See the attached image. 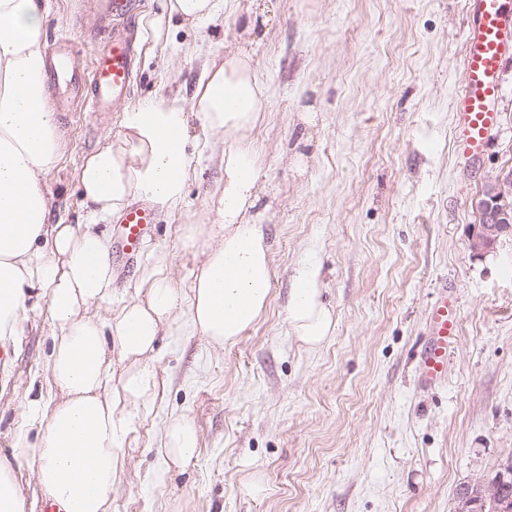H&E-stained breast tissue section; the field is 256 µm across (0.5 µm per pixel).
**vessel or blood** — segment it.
I'll use <instances>...</instances> for the list:
<instances>
[{
  "label": "vessel or blood",
  "mask_w": 512,
  "mask_h": 512,
  "mask_svg": "<svg viewBox=\"0 0 512 512\" xmlns=\"http://www.w3.org/2000/svg\"><path fill=\"white\" fill-rule=\"evenodd\" d=\"M470 19L463 36V89L454 100V132L465 155L480 158L500 124L496 108L500 74L512 61V0H469ZM136 0H98L97 12L111 18L112 31L90 61L78 63L68 43L53 44L46 72L48 83L62 90L65 102L88 104L92 111L109 112L130 93L133 56L125 21ZM154 223L152 208L136 205L120 220L122 249L135 256L143 236ZM458 299L440 290L431 306L428 327L418 354L423 383L435 385L448 371L457 342Z\"/></svg>",
  "instance_id": "vessel-or-blood-1"
}]
</instances>
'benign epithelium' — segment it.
<instances>
[{
	"label": "benign epithelium",
	"instance_id": "1",
	"mask_svg": "<svg viewBox=\"0 0 512 512\" xmlns=\"http://www.w3.org/2000/svg\"><path fill=\"white\" fill-rule=\"evenodd\" d=\"M512 171L499 175L486 197L479 202L482 216L480 233L472 239L470 247L477 253L495 249L500 237L512 230ZM512 484V465L492 483H475L464 488L459 494L457 512H476V506L492 502L498 512H512V506L501 499V489Z\"/></svg>",
	"mask_w": 512,
	"mask_h": 512
}]
</instances>
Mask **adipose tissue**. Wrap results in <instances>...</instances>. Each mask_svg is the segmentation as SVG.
<instances>
[{
    "mask_svg": "<svg viewBox=\"0 0 512 512\" xmlns=\"http://www.w3.org/2000/svg\"><path fill=\"white\" fill-rule=\"evenodd\" d=\"M223 6V0H165L161 12L145 19L150 52L169 49L165 29L173 19L202 25ZM45 17V0H0V343L20 335L28 312L47 304L48 372L64 397L28 400L30 431L17 434L12 453L33 461L39 486L66 512H107L132 423L154 407L147 360L161 331L185 328L222 347L268 305L269 248L259 219L248 215L258 201L260 169L246 140L267 97L249 59L233 54L208 66L192 98L163 96L124 113L123 138L106 142L78 167L85 221L49 223L45 178L63 143L47 103ZM191 110L199 119L194 134ZM208 150L220 155L224 183L212 217L184 228L185 245L209 241L189 288L176 287L159 257L143 272L145 299L128 301L114 322L88 316L90 305L112 298V260L96 225L142 199L175 209ZM321 293V266L308 262L294 280L288 326L310 348L334 327ZM116 355L131 363L119 379ZM159 454L167 467L192 461L198 454L193 424L172 420Z\"/></svg>",
    "mask_w": 512,
    "mask_h": 512,
    "instance_id": "obj_1",
    "label": "adipose tissue"
}]
</instances>
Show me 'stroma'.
Segmentation results:
<instances>
[{
	"label": "stroma",
	"mask_w": 512,
	"mask_h": 512,
	"mask_svg": "<svg viewBox=\"0 0 512 512\" xmlns=\"http://www.w3.org/2000/svg\"><path fill=\"white\" fill-rule=\"evenodd\" d=\"M46 40L90 54L98 28L74 0H46ZM467 0H225L198 27L174 24L179 51L147 57L150 35L130 22L135 50L127 107L178 90L192 96L205 59L246 55L268 94L252 130L257 211L270 247L264 316L232 345L161 335L149 363L156 400L139 417L108 512H455L460 490L512 461V235L478 254L477 203L512 170V63L502 74L500 126L479 161L453 131L463 79ZM64 151L46 176L53 224L83 222L76 172L122 111L79 104L60 113ZM222 172L205 161L180 208L156 214L143 255L166 258L180 287L203 245H182L208 215ZM322 266L336 327L308 349L287 309L301 263ZM459 302L448 376L418 384L415 352L442 286ZM47 309L29 312L0 353V455L25 428L33 377H46ZM199 437L190 463L164 469L169 423Z\"/></svg>",
	"instance_id": "stroma-1"
}]
</instances>
